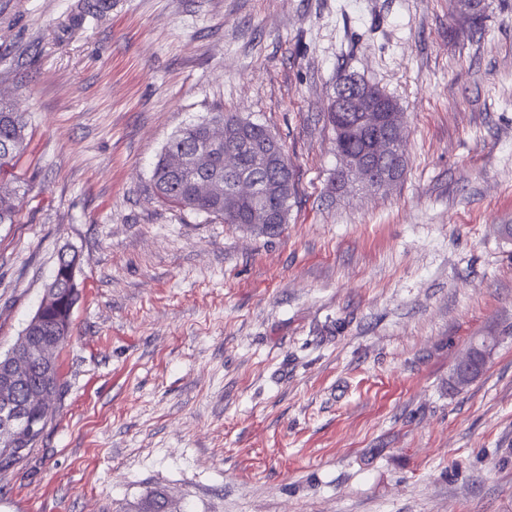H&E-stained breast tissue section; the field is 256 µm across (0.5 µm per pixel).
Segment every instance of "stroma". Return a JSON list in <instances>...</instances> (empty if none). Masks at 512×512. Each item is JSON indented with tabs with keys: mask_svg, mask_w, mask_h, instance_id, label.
Listing matches in <instances>:
<instances>
[{
	"mask_svg": "<svg viewBox=\"0 0 512 512\" xmlns=\"http://www.w3.org/2000/svg\"><path fill=\"white\" fill-rule=\"evenodd\" d=\"M0 0L27 148L0 224V354L79 256L64 394L0 512H512V0ZM381 87L406 169L335 186L339 76ZM266 125L277 232L159 199L168 139ZM498 346L471 385L448 376ZM284 187L276 188L273 194L269 197V202L272 206H275L279 209V212L282 213V221L281 224H287L288 222V213L290 210L289 201L295 194L296 190V180L292 167L287 168V173L283 180Z\"/></svg>",
	"mask_w": 512,
	"mask_h": 512,
	"instance_id": "stroma-1",
	"label": "stroma"
}]
</instances>
